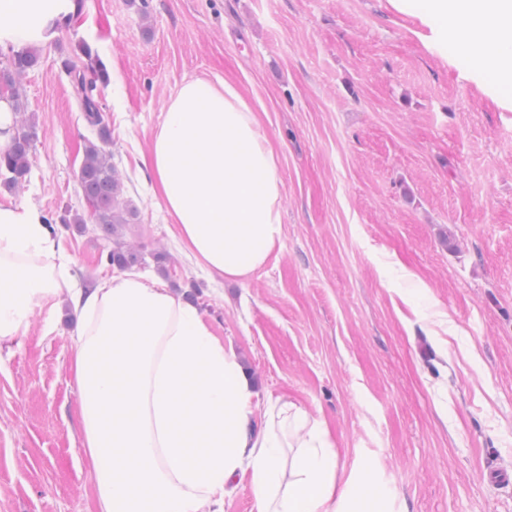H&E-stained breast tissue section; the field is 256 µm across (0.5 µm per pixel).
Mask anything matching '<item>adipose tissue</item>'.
Listing matches in <instances>:
<instances>
[{
  "mask_svg": "<svg viewBox=\"0 0 512 512\" xmlns=\"http://www.w3.org/2000/svg\"><path fill=\"white\" fill-rule=\"evenodd\" d=\"M391 3L449 35L512 95V0ZM69 10L70 0H0V45L49 42ZM148 156L197 263L244 281L280 252L279 158L236 85L183 84ZM56 257L36 208L0 206V341L38 308L65 300L79 316L72 370L96 512H224L228 486L243 478L256 512H390L371 463L338 482L322 419L288 400L261 408L233 345L196 306L140 274L76 287Z\"/></svg>",
  "mask_w": 512,
  "mask_h": 512,
  "instance_id": "ef3b65f1",
  "label": "adipose tissue"
}]
</instances>
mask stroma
<instances>
[{"mask_svg": "<svg viewBox=\"0 0 512 512\" xmlns=\"http://www.w3.org/2000/svg\"><path fill=\"white\" fill-rule=\"evenodd\" d=\"M20 84L38 137L23 188L91 288L116 270L77 174L90 126L64 64L105 66L125 239L141 271L233 343L261 403L325 421L343 475L370 461L391 512H512V97L390 0H73ZM239 86L279 153L282 249L243 282L183 249L140 159L181 86ZM171 257L159 272L154 255ZM425 296H418V289ZM68 306L0 342V512H93Z\"/></svg>", "mask_w": 512, "mask_h": 512, "instance_id": "stroma-1", "label": "stroma"}]
</instances>
